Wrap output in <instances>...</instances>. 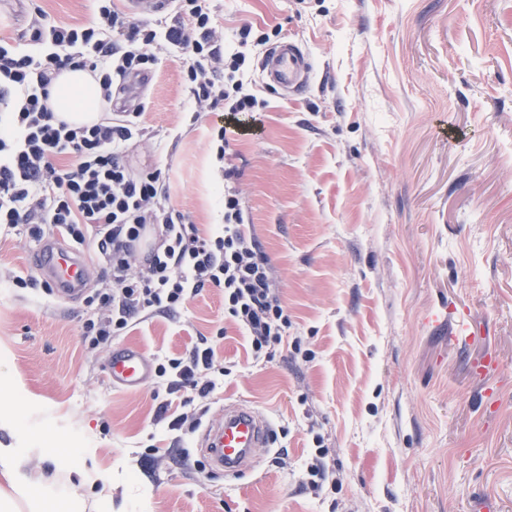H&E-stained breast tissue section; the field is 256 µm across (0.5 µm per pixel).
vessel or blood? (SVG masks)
<instances>
[{
  "instance_id": "b4317fda",
  "label": "vessel or blood",
  "mask_w": 512,
  "mask_h": 512,
  "mask_svg": "<svg viewBox=\"0 0 512 512\" xmlns=\"http://www.w3.org/2000/svg\"><path fill=\"white\" fill-rule=\"evenodd\" d=\"M310 70L302 46L288 38L269 47L259 67L263 81L286 98L303 90ZM42 270L64 301L79 296L88 280L86 259L61 245L51 248ZM153 370V361L146 353L123 346L112 353L109 379L112 386L138 391L151 379ZM270 434V424L261 412L246 404L232 403L206 427L202 446L215 467L236 474L252 465L254 450L265 447Z\"/></svg>"
}]
</instances>
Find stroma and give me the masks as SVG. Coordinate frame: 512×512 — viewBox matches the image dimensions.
Here are the masks:
<instances>
[{"label":"stroma","instance_id":"obj_1","mask_svg":"<svg viewBox=\"0 0 512 512\" xmlns=\"http://www.w3.org/2000/svg\"><path fill=\"white\" fill-rule=\"evenodd\" d=\"M79 25L92 0H0V33L34 8ZM227 45L243 25L306 49L305 93L258 84L259 107L194 114L181 68L146 87L133 162L168 167L171 204L201 234L224 222L210 133L227 129L245 231L288 309L289 347L255 363L209 288L176 317L87 355L83 301L0 284V448L85 512H512V0H213ZM40 245L0 234V272ZM467 319L476 336H452ZM218 336L213 395L275 436L236 478L169 462L152 385L112 388V348L179 356ZM157 447L162 462L141 457ZM327 479L313 491L317 448ZM88 485H81V477Z\"/></svg>","mask_w":512,"mask_h":512}]
</instances>
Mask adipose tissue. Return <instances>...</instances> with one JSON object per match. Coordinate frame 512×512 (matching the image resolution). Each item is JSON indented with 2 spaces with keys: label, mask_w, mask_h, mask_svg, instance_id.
Wrapping results in <instances>:
<instances>
[{
  "label": "adipose tissue",
  "mask_w": 512,
  "mask_h": 512,
  "mask_svg": "<svg viewBox=\"0 0 512 512\" xmlns=\"http://www.w3.org/2000/svg\"><path fill=\"white\" fill-rule=\"evenodd\" d=\"M51 103L60 118L75 124L97 122L101 104V90L96 78L84 70L63 71L52 86ZM26 463L13 449L0 448V477L9 486L0 493V502L23 499L27 512H48L47 501L31 492V481Z\"/></svg>",
  "instance_id": "adipose-tissue-1"
}]
</instances>
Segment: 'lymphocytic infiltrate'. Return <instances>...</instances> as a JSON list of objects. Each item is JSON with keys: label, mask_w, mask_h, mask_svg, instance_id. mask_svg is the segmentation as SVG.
I'll return each instance as SVG.
<instances>
[{"label": "lymphocytic infiltrate", "mask_w": 512, "mask_h": 512, "mask_svg": "<svg viewBox=\"0 0 512 512\" xmlns=\"http://www.w3.org/2000/svg\"><path fill=\"white\" fill-rule=\"evenodd\" d=\"M89 22L65 25L35 9L27 41L0 38V229L31 239L93 241L101 262L83 301L89 351L131 324L173 317L203 290L224 293V314L249 342L255 361H272L288 341L291 321L265 254L248 240L239 193L224 188V225L201 236L170 203L166 169L133 170L130 142L143 139L144 105L116 111L115 91L151 71L161 57L179 63L198 111L251 112L258 106L243 50L225 52L224 28L209 0H176L171 21L148 23L94 0ZM101 81L104 115L94 124L59 120L51 87L67 69ZM166 392L156 416L180 437L194 435L229 370L217 363L214 338L202 336L179 357L157 363ZM182 410L171 414V395Z\"/></svg>", "instance_id": "f902f5d3"}]
</instances>
